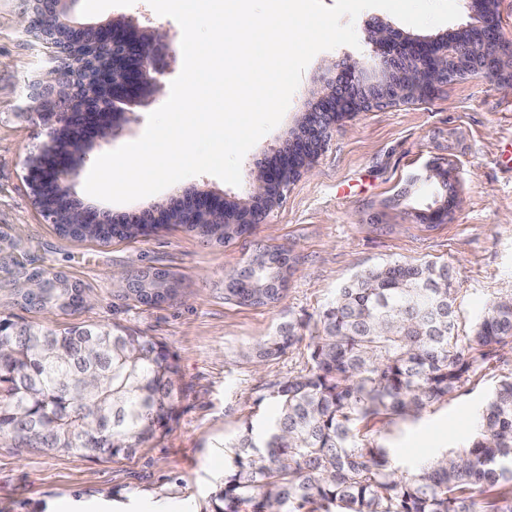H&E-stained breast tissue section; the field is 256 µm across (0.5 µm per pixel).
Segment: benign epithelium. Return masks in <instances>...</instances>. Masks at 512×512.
Returning a JSON list of instances; mask_svg holds the SVG:
<instances>
[{
    "mask_svg": "<svg viewBox=\"0 0 512 512\" xmlns=\"http://www.w3.org/2000/svg\"><path fill=\"white\" fill-rule=\"evenodd\" d=\"M33 14L23 19L26 32L49 48L54 66L34 82L28 116L45 130L48 142L26 161L25 180L34 200L53 188L67 200V224H175L171 208L114 217L88 207L71 195V179L83 168L93 146L123 132L142 96L164 88L175 58L174 36L163 26L142 27L133 18H114L87 26L68 16L70 0H33ZM484 33L482 49L464 54L458 41L417 39L382 21L365 26L370 53L352 59L327 82L317 105L303 113L296 137L270 162L250 168L248 200L263 215L279 207L288 186L312 169L336 125L349 116L413 102L458 78L494 69L498 83L512 91V54L488 55L498 39L495 21L469 24L460 32ZM229 200L194 192L179 203L190 216L224 212Z\"/></svg>",
    "mask_w": 512,
    "mask_h": 512,
    "instance_id": "obj_1",
    "label": "benign epithelium"
}]
</instances>
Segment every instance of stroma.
I'll return each instance as SVG.
<instances>
[{
  "mask_svg": "<svg viewBox=\"0 0 512 512\" xmlns=\"http://www.w3.org/2000/svg\"><path fill=\"white\" fill-rule=\"evenodd\" d=\"M30 7V0H0V312L63 328L119 324L153 337L176 357L180 394L169 431L131 458L92 460L0 439V512H51L65 500L81 503L86 512H210L230 443L246 427L261 430L275 415V385L307 372L308 340L317 333L319 316L356 274L394 262L447 266L461 337L470 335L491 301L512 292V95L487 76L346 118L311 173L289 186L283 204L229 243L202 239L178 224L108 244L59 235L44 222L24 180L27 157L47 140L26 118L30 84L53 65L21 25ZM121 15L181 32L147 0H75L71 7L72 18L84 24ZM368 52L364 44L315 55L281 122L247 152L244 164L272 157L300 113L319 100L321 69ZM435 165L449 170L458 204L444 223L430 227L420 217L444 195L429 176ZM191 188L245 195L244 187L198 175L109 207L115 213L148 210ZM261 247L284 249L290 257L281 299L268 306L226 301L229 274ZM155 269L178 280L176 296L166 303L145 306L112 286L113 274ZM37 273L66 275L88 295V304L72 315L23 308L14 289ZM289 322L297 324L299 342L256 364L249 350ZM510 375L509 344L453 397L428 405L419 418L393 416L369 423L362 434L389 448L399 470H414L442 452L467 447L485 401Z\"/></svg>",
  "mask_w": 512,
  "mask_h": 512,
  "instance_id": "1",
  "label": "stroma"
}]
</instances>
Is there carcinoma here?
Masks as SVG:
<instances>
[{
  "mask_svg": "<svg viewBox=\"0 0 512 512\" xmlns=\"http://www.w3.org/2000/svg\"><path fill=\"white\" fill-rule=\"evenodd\" d=\"M62 236L108 243L145 236L159 224L54 225ZM226 244L251 224H187ZM276 266L229 277L224 299L270 305ZM40 293L14 289L29 308L67 311L84 304L82 289L61 274L39 275ZM434 263L388 264L339 289L320 314L310 369L277 384L278 414L245 432L214 512H512V376L499 381L471 444L405 473L388 449L364 442L355 425L390 412L416 417L452 397L498 348L512 343V293L495 300L461 342L455 333V289ZM299 340L292 324L259 344L266 361ZM176 358L128 327H48L0 315V438L20 447L79 452L91 459L131 456L168 429L178 399Z\"/></svg>",
  "mask_w": 512,
  "mask_h": 512,
  "instance_id": "cac0c4a2",
  "label": "carcinoma"
}]
</instances>
